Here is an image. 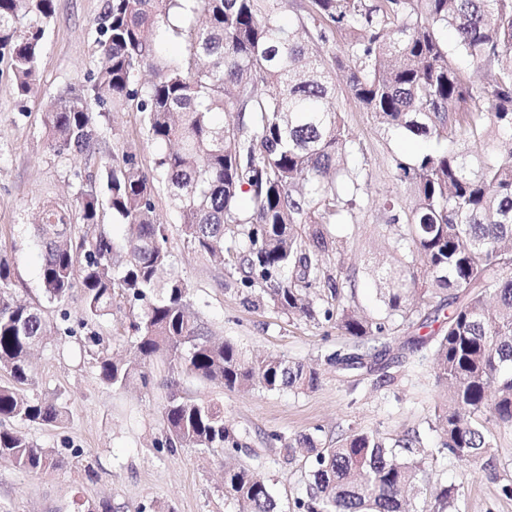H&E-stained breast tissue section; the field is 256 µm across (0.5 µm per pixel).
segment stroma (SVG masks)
<instances>
[{
	"mask_svg": "<svg viewBox=\"0 0 512 512\" xmlns=\"http://www.w3.org/2000/svg\"><path fill=\"white\" fill-rule=\"evenodd\" d=\"M103 5L104 0H54L33 94L18 93L8 59L0 60V255L11 262L9 297L40 307L50 320L62 307L81 317L82 291L73 288L61 304L44 296L34 228L39 212L48 205L74 210L79 193L75 172L96 171L129 152L148 170L159 150L131 103L101 119L89 152L73 154L50 145L45 108L60 93L88 88L98 64L97 20ZM336 99L354 134L350 164L362 177L351 223L335 228L346 249L330 267L349 280L341 305L379 317L385 306L371 269L401 256L383 203L411 206L409 185L397 165L412 163L429 144L380 127L359 107L341 74ZM155 206L169 229V273L188 284L192 312L215 337L249 353L272 352L313 365L320 373L317 388L230 391L187 375L171 377L158 362L149 367V388L106 386L97 359L104 353L116 359L129 356L132 325L140 312L116 298L110 314L90 326L101 344L88 343L80 333L38 348L35 379L25 392L34 398L54 397L68 415L59 424L12 420L8 426L58 464L31 472L0 460V512H101L104 503L111 512H237L224 500L222 449L171 453L157 445L164 435L162 411L173 378L186 394L223 408L245 447L239 461L269 481L280 512H295L296 500L307 496L309 480L303 455L284 460L283 441L312 432L322 446L333 447L362 431L391 446L411 438L415 450L426 451V475L411 497L413 512H432L437 492L446 485L458 492L457 512H512V428L487 419L493 448L488 461L474 468L439 452L441 440L432 423L442 388L434 377L429 345L415 347L408 340L434 335L445 316L423 327L396 328L387 356L391 381L380 384L366 370L327 363V355L346 352L352 344L334 323H309L243 306L235 276L187 246L165 188H158Z\"/></svg>",
	"mask_w": 512,
	"mask_h": 512,
	"instance_id": "obj_1",
	"label": "stroma"
}]
</instances>
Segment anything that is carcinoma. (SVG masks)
Wrapping results in <instances>:
<instances>
[{
	"mask_svg": "<svg viewBox=\"0 0 512 512\" xmlns=\"http://www.w3.org/2000/svg\"><path fill=\"white\" fill-rule=\"evenodd\" d=\"M287 0H105L99 21L98 66L87 97L68 91L47 104L52 143L83 153L98 120L133 102L148 137L162 146L146 170L128 153L118 165L75 176L85 183L77 207L81 224L55 206L35 230L42 247L44 295L60 301L82 290L83 316L67 311L50 324L41 309L6 296L10 262L0 256V422L59 423L56 399H29L32 350L55 336H74L107 315L115 296L145 305L133 324L134 357L99 359L112 388L150 384L147 366L166 361L229 390H312L317 371L268 353L245 354L217 341L187 313L188 285L165 276L171 264L166 224L156 213L162 183L178 210L184 239L211 262L243 274L244 303L306 320L324 318L352 340L349 352L327 362L376 366L383 339L396 321L431 309H450L447 327L431 337L433 372L445 389L436 407L439 453L476 465L492 448L481 419L512 427V0H312L306 15L284 24ZM192 14L189 29L172 18ZM53 0H0V58L9 59L21 95L35 91L38 58ZM344 34L331 53L329 32ZM455 34L457 54L493 69L490 81L470 83L448 52L444 31ZM179 49L157 58L158 33ZM347 71L361 108L385 130L434 143L412 165H398L413 187L405 217L391 212L403 258L372 270L382 318L335 310L342 283L330 273L344 251L330 226L344 223L360 173L348 168L353 141L336 103L331 70ZM143 68L147 83L136 80ZM232 112V123L213 121ZM128 227L124 254L99 224L101 208ZM323 287L316 303L310 289ZM161 448H222L224 499L239 512H278L270 485L249 466L234 463L243 450L224 410L168 385ZM310 460L308 499L297 512H406L405 487L424 472L421 458L402 456L374 434L357 432L335 448L318 447L304 433L284 446ZM0 457L20 468L53 465L42 448L0 427ZM438 512H454V488L436 495Z\"/></svg>",
	"mask_w": 512,
	"mask_h": 512,
	"instance_id": "cac0c4a2",
	"label": "carcinoma"
}]
</instances>
